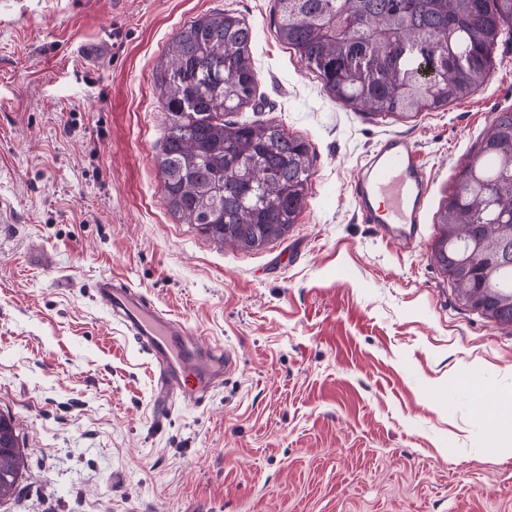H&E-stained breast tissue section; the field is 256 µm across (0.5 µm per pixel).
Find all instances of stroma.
Listing matches in <instances>:
<instances>
[{
    "instance_id": "stroma-1",
    "label": "stroma",
    "mask_w": 512,
    "mask_h": 512,
    "mask_svg": "<svg viewBox=\"0 0 512 512\" xmlns=\"http://www.w3.org/2000/svg\"><path fill=\"white\" fill-rule=\"evenodd\" d=\"M225 11L252 30L256 101L315 152L302 213L258 251L165 204L153 71ZM276 0H0V413L27 467L0 512H512V327L462 305L431 257L436 213L496 112L512 34L474 95L408 119L336 103L275 32ZM84 43L111 52L81 64ZM389 135L430 181L420 244L383 240L352 193ZM110 277L232 372L165 415L154 367L103 308Z\"/></svg>"
}]
</instances>
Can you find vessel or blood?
Instances as JSON below:
<instances>
[{
    "mask_svg": "<svg viewBox=\"0 0 512 512\" xmlns=\"http://www.w3.org/2000/svg\"><path fill=\"white\" fill-rule=\"evenodd\" d=\"M430 183L413 143L391 135L360 165L353 194L363 223L375 225L382 236L416 244ZM101 304L135 336L149 353L157 374L158 408H165L174 390L202 392L213 377L228 373L232 354L200 351L187 328L151 306L127 285L100 280Z\"/></svg>",
    "mask_w": 512,
    "mask_h": 512,
    "instance_id": "b4317fda",
    "label": "vessel or blood"
}]
</instances>
